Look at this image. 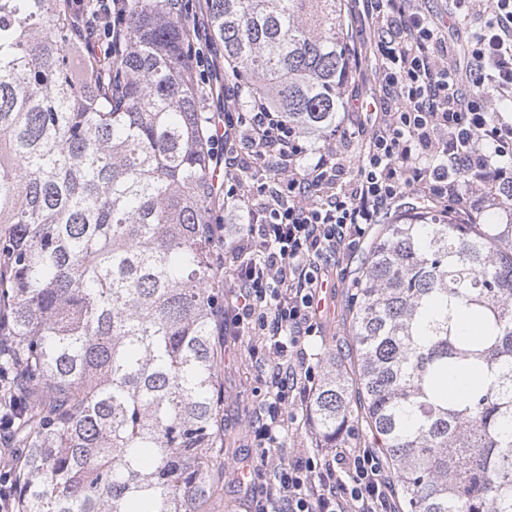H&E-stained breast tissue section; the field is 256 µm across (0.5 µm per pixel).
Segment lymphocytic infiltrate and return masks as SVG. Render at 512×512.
Segmentation results:
<instances>
[{
  "label": "lymphocytic infiltrate",
  "mask_w": 512,
  "mask_h": 512,
  "mask_svg": "<svg viewBox=\"0 0 512 512\" xmlns=\"http://www.w3.org/2000/svg\"><path fill=\"white\" fill-rule=\"evenodd\" d=\"M408 2L366 0L377 25L383 98L377 111L339 123L310 168L296 166L306 151L302 135L261 100L225 113L221 129L211 132L210 157L225 170L262 166L273 174L257 187L231 180L222 197L225 213L246 216L228 240L236 268L224 331L269 337L275 362L259 451L248 463V475L262 481L247 490L250 512H393L378 449L338 448L288 462L271 453L286 428L289 399H308L315 389L303 342L324 322L319 292L407 191L468 222L512 182V165L504 163L512 158V120L492 113L496 100L512 98V0H450L449 17L466 23L460 59L441 29L408 11ZM72 6L83 18L89 55L109 58L126 0ZM353 125L366 135L350 168L340 149Z\"/></svg>",
  "instance_id": "lymphocytic-infiltrate-1"
}]
</instances>
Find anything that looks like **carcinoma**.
I'll list each match as a JSON object with an SVG mask.
<instances>
[{
	"label": "carcinoma",
	"instance_id": "obj_1",
	"mask_svg": "<svg viewBox=\"0 0 512 512\" xmlns=\"http://www.w3.org/2000/svg\"><path fill=\"white\" fill-rule=\"evenodd\" d=\"M172 0L90 59L68 0H0V372L17 512H239L224 498V272L211 116ZM341 0H206L211 39L301 133L351 66ZM358 394L400 512H512V224H385L354 284ZM328 448L353 387L328 344ZM475 369L462 397L440 385Z\"/></svg>",
	"mask_w": 512,
	"mask_h": 512
}]
</instances>
